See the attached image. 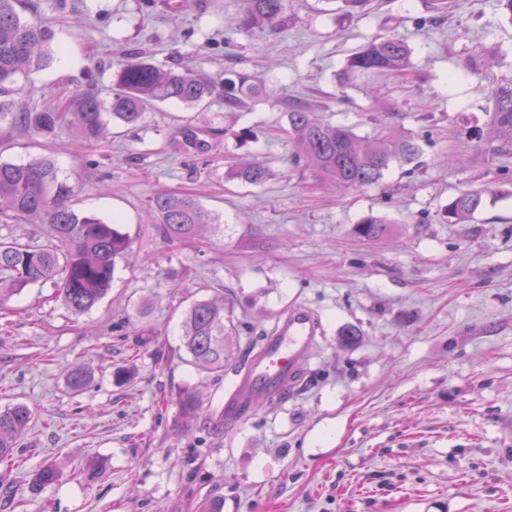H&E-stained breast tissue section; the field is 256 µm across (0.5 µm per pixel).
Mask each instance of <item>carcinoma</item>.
<instances>
[{
  "mask_svg": "<svg viewBox=\"0 0 512 512\" xmlns=\"http://www.w3.org/2000/svg\"><path fill=\"white\" fill-rule=\"evenodd\" d=\"M286 0H242L237 31L267 37L288 32L294 24ZM21 0H0V122L49 139L58 128L75 130V143L83 147L100 139L109 123L133 128L145 118L148 108L167 100L194 105L214 93L213 83L189 70L176 72L150 63L136 53L122 56L112 86V98L104 104L86 92L52 109L32 111L21 102L23 88L18 77L46 69L56 49L51 47L47 18L36 13L23 17ZM411 49L407 39L391 32L375 36L347 60L345 73L354 75H402L409 69ZM238 94L224 95V108L238 109L264 95V88L250 75L236 73ZM296 160H304L314 178L327 184L364 187L379 183L391 166L414 162L420 155L415 138L390 122L392 111L375 117L380 134L367 140L352 128L318 118L310 106L293 99L284 103ZM491 129L501 148H512V81L499 86L493 96ZM235 178L261 185L269 169L261 161L242 163L232 169ZM73 188L60 178L54 162L43 157L28 163L0 161V219L12 224H41L49 244L34 245L17 238L0 240V311L4 303L29 286L54 284L52 299L75 315H83L102 301L112 288L116 262L130 255L128 236L114 224L73 208ZM481 204V192H465L448 204V218L458 222L470 217ZM151 210L162 224L164 235L184 240L200 233L205 224L196 201L188 196L160 193ZM234 328L224 316V301H195L183 321L181 348L200 373L220 377L228 336ZM179 411L190 421L201 415L196 393L179 395ZM33 412L23 403L0 410V464L18 462L16 448L29 428ZM62 467L46 462L33 471L31 491L58 483Z\"/></svg>",
  "mask_w": 512,
  "mask_h": 512,
  "instance_id": "carcinoma-1",
  "label": "carcinoma"
}]
</instances>
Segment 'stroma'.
Masks as SVG:
<instances>
[{
	"label": "stroma",
	"mask_w": 512,
	"mask_h": 512,
	"mask_svg": "<svg viewBox=\"0 0 512 512\" xmlns=\"http://www.w3.org/2000/svg\"><path fill=\"white\" fill-rule=\"evenodd\" d=\"M374 0L345 16L335 0H288V34L237 32L241 0H25L50 18L61 50L23 84L31 106L91 91L110 99L122 54L142 51L213 81L212 99L156 103L138 127L75 150L70 128L45 140L0 128V159L43 156L74 189L76 210L117 220L132 254L110 293L73 315L52 284L6 304L0 330V409L29 404L18 468L0 477V512H512V151L499 150L489 115L512 80V16L496 0ZM394 30L412 50L403 76H357L340 88L348 57ZM244 72L266 96L224 107V73ZM310 103L324 121L374 136V113L421 152L380 184L338 190L294 165L283 100ZM192 129L200 149L186 148ZM248 142H240L241 129ZM265 163L259 186L230 174ZM483 193L466 221L449 203ZM192 197L213 224L168 241L150 212L158 192ZM384 221L372 241L357 226ZM223 295L238 328L223 378L197 372L180 347L197 300ZM320 325L300 385L216 436L206 419L183 429L178 394L203 408L223 402L275 322L295 307ZM80 366L90 385L75 391ZM130 378L117 382V368ZM107 461L94 480L79 472ZM63 467L33 493L29 474Z\"/></svg>",
	"instance_id": "stroma-1"
}]
</instances>
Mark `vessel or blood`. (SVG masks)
I'll list each match as a JSON object with an SVG mask.
<instances>
[{"label":"vessel or blood","mask_w":512,"mask_h":512,"mask_svg":"<svg viewBox=\"0 0 512 512\" xmlns=\"http://www.w3.org/2000/svg\"><path fill=\"white\" fill-rule=\"evenodd\" d=\"M317 336V322L308 309L297 307L282 316L225 401V420L241 419L293 386L312 357Z\"/></svg>","instance_id":"b4317fda"}]
</instances>
